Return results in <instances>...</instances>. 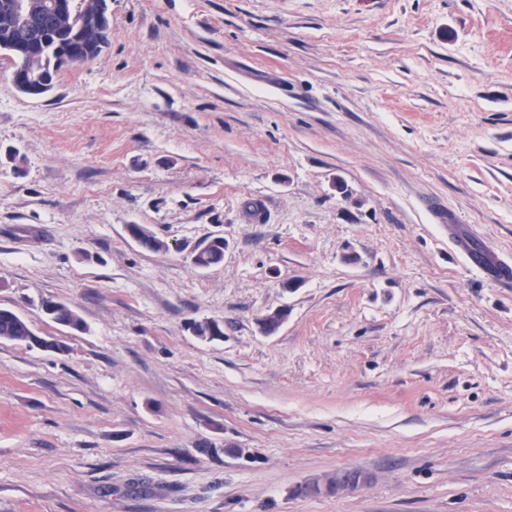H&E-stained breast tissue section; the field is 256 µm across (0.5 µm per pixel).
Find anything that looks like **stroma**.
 Here are the masks:
<instances>
[{
    "mask_svg": "<svg viewBox=\"0 0 512 512\" xmlns=\"http://www.w3.org/2000/svg\"><path fill=\"white\" fill-rule=\"evenodd\" d=\"M109 5L45 95L0 52V307L66 347L0 341V512H512V288L460 246L512 259V0ZM193 265L200 269L217 266L224 261V239L199 243L190 251ZM41 307L53 322L75 331H84L86 325L80 316L67 304L52 300H43ZM191 329L195 336L205 341L223 340L224 324L216 319H204L191 322ZM355 470H345V471H338L336 472V475L330 476L324 479H316L313 481H309L304 483L303 485H307V490L309 494H321V493H332V492H339V491H345V490H351L358 488L359 486L364 485L367 482V477L363 474H360L359 481L357 483L347 481L344 479V474L347 473H354ZM297 496H308L309 494L306 492H303L302 490H298L295 492Z\"/></svg>",
    "mask_w": 512,
    "mask_h": 512,
    "instance_id": "1",
    "label": "stroma"
}]
</instances>
